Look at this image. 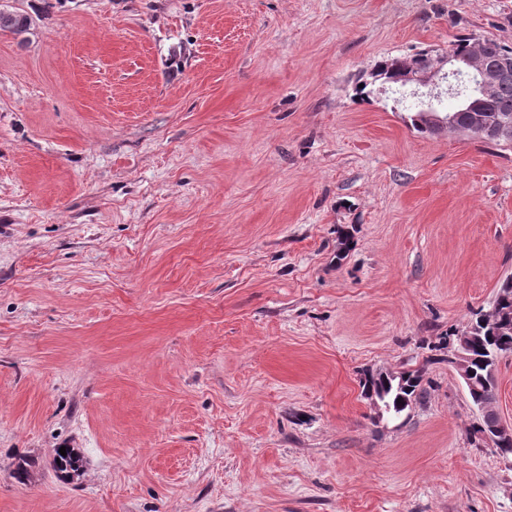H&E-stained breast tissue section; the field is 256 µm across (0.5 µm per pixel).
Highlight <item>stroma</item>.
<instances>
[{
    "instance_id": "35a3bbf8",
    "label": "stroma",
    "mask_w": 512,
    "mask_h": 512,
    "mask_svg": "<svg viewBox=\"0 0 512 512\" xmlns=\"http://www.w3.org/2000/svg\"><path fill=\"white\" fill-rule=\"evenodd\" d=\"M5 2L0 512H512L445 342L512 277V148L356 92L512 0ZM388 382V385H385ZM423 375L420 370L401 371L397 376H387L386 379L362 381V392L365 394L369 385L374 389L378 403L384 408V412L391 417H398L411 404L420 399L424 393ZM373 404L377 405L376 399L371 393L366 395ZM401 399V402H398ZM60 448L55 449L50 462L52 469L61 477L71 478L79 476L84 471L83 457L75 448H66V456L59 453Z\"/></svg>"
}]
</instances>
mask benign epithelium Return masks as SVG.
I'll return each mask as SVG.
<instances>
[{
  "mask_svg": "<svg viewBox=\"0 0 512 512\" xmlns=\"http://www.w3.org/2000/svg\"><path fill=\"white\" fill-rule=\"evenodd\" d=\"M405 70V83L415 91L422 89L429 92L435 91L439 81L446 78L449 72L454 74L463 71L476 76L479 80L480 92L464 99L460 107L462 112L477 113L475 122L467 134L481 140L491 132L502 138H512V121L504 119L489 125L481 114L483 98L488 96L500 82L512 79L511 56L489 59L475 47L463 57L449 51L439 53L428 67L419 66L409 58L406 60ZM420 118L424 126L435 134L453 130L452 116L443 114L430 105L422 109ZM466 347V337H458L454 344L450 345L451 354L448 360L454 365L461 379L469 383L471 379ZM478 411L481 417V437L486 444L493 446L512 436V427L502 421L497 408L481 405Z\"/></svg>",
  "mask_w": 512,
  "mask_h": 512,
  "instance_id": "1",
  "label": "benign epithelium"
}]
</instances>
